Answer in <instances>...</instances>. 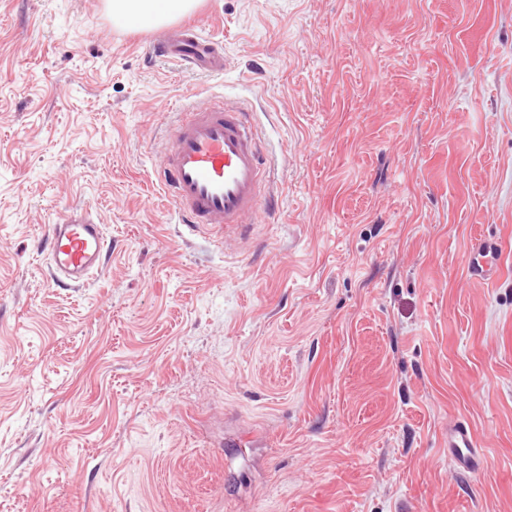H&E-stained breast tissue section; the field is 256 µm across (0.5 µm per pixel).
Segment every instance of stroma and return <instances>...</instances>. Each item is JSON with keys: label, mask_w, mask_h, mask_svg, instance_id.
Masks as SVG:
<instances>
[{"label": "stroma", "mask_w": 512, "mask_h": 512, "mask_svg": "<svg viewBox=\"0 0 512 512\" xmlns=\"http://www.w3.org/2000/svg\"><path fill=\"white\" fill-rule=\"evenodd\" d=\"M190 19L222 75L104 0H0V512H512V0ZM215 97L272 200L221 249L155 177L171 111ZM75 207L108 254L62 288L43 241ZM149 54L173 60L187 71L224 70V49L202 35L195 22H187L173 31L160 33L152 41ZM501 244L492 238H478L469 251L468 273L481 280H493L500 271ZM473 430L465 423L448 426V461L455 471L467 473L483 466Z\"/></svg>", "instance_id": "obj_1"}]
</instances>
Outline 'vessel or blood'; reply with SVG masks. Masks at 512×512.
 <instances>
[{
	"instance_id": "obj_1",
	"label": "vessel or blood",
	"mask_w": 512,
	"mask_h": 512,
	"mask_svg": "<svg viewBox=\"0 0 512 512\" xmlns=\"http://www.w3.org/2000/svg\"><path fill=\"white\" fill-rule=\"evenodd\" d=\"M149 53L192 72L224 68L222 46L193 22L160 33ZM157 179L188 232L209 235L218 247L246 235V217L269 203L257 132L247 113L227 105L182 112L169 132ZM46 250L57 285L83 286L103 267L104 227L88 210L73 209L50 225ZM501 253L497 240L478 238L468 255L469 274L495 279ZM448 461L462 473L483 465L475 434L465 423L448 427Z\"/></svg>"
}]
</instances>
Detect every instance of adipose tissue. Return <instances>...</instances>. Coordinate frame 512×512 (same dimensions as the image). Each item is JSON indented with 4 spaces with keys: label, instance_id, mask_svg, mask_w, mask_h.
Instances as JSON below:
<instances>
[{
    "label": "adipose tissue",
    "instance_id": "1",
    "mask_svg": "<svg viewBox=\"0 0 512 512\" xmlns=\"http://www.w3.org/2000/svg\"><path fill=\"white\" fill-rule=\"evenodd\" d=\"M197 0H105V8L118 26L159 27L189 15Z\"/></svg>",
    "mask_w": 512,
    "mask_h": 512
}]
</instances>
